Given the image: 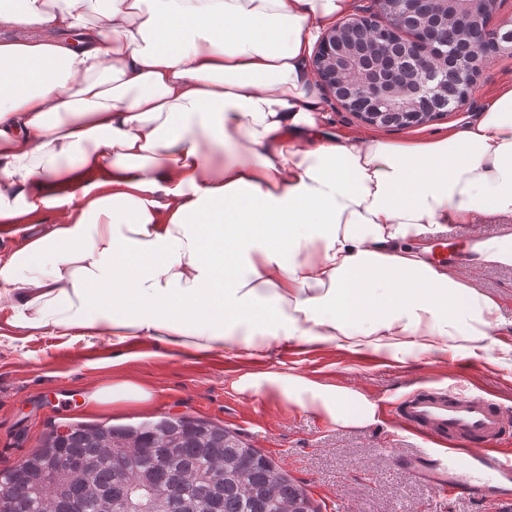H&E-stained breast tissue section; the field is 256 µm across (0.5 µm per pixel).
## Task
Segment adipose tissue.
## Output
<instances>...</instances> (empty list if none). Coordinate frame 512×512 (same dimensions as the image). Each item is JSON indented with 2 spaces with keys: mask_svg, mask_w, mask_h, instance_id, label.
<instances>
[{
  "mask_svg": "<svg viewBox=\"0 0 512 512\" xmlns=\"http://www.w3.org/2000/svg\"><path fill=\"white\" fill-rule=\"evenodd\" d=\"M353 4L0 0V224L43 226L0 258L15 334L512 362L489 344L496 299L405 245L512 222V86L442 136L336 134L311 57ZM233 387L343 429L378 416L293 370ZM153 398L131 378L85 395Z\"/></svg>",
  "mask_w": 512,
  "mask_h": 512,
  "instance_id": "adipose-tissue-1",
  "label": "adipose tissue"
}]
</instances>
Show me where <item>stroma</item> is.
<instances>
[{"instance_id": "obj_1", "label": "stroma", "mask_w": 512, "mask_h": 512, "mask_svg": "<svg viewBox=\"0 0 512 512\" xmlns=\"http://www.w3.org/2000/svg\"><path fill=\"white\" fill-rule=\"evenodd\" d=\"M505 86H512V53L497 55L480 74L461 110L412 128L373 129L332 97L322 103L339 134L378 133L388 139L438 136L461 119H476ZM460 274L500 304L502 324L491 339L512 346V265L467 262ZM293 370L326 383L357 387L375 400L398 403L420 386L440 387L457 379L506 410V435L499 451L512 455V366L458 356L439 360L422 355L397 362L373 354L353 355L334 347L272 345L256 361L227 357L199 360L168 352L152 340L112 347L48 334L32 339L0 338V471L35 451L53 429L88 425L137 424L160 415L203 418L224 425L260 449L297 484L319 512H512L464 494L447 495L402 466L400 456L430 448V441L401 428L387 411L376 423L345 430L315 414L232 387L248 368ZM117 375H130L155 393L142 408H94L85 402L91 388Z\"/></svg>"}]
</instances>
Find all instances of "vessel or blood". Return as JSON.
Returning <instances> with one entry per match:
<instances>
[{
    "instance_id": "b4317fda",
    "label": "vessel or blood",
    "mask_w": 512,
    "mask_h": 512,
    "mask_svg": "<svg viewBox=\"0 0 512 512\" xmlns=\"http://www.w3.org/2000/svg\"><path fill=\"white\" fill-rule=\"evenodd\" d=\"M462 247L445 239L427 254L429 261L461 263ZM408 427L448 442L446 451L405 457L411 471L434 486L466 492L479 500L512 497V459L498 456L494 443L505 430L503 409L482 395L455 388H421L396 408Z\"/></svg>"
}]
</instances>
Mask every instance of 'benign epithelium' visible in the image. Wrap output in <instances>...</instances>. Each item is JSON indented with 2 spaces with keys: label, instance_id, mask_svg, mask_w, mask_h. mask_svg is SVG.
<instances>
[{
  "label": "benign epithelium",
  "instance_id": "1",
  "mask_svg": "<svg viewBox=\"0 0 512 512\" xmlns=\"http://www.w3.org/2000/svg\"><path fill=\"white\" fill-rule=\"evenodd\" d=\"M392 0H375L376 10L354 15L342 21L343 30L360 31L371 26L383 30V41L375 47L377 65L369 68L348 52L336 26L324 30L318 40L311 64L322 87L341 106L371 126L404 128L425 124L424 114L434 115L443 107L439 92L448 83V70L436 66L442 50L423 35L415 36L418 48L409 61L395 62L386 51L384 39L395 38L399 31L386 18ZM438 8L450 12L460 22L468 17L471 5L481 0H435ZM486 28L497 46L512 42V21L500 20L496 11L488 12Z\"/></svg>",
  "mask_w": 512,
  "mask_h": 512
}]
</instances>
